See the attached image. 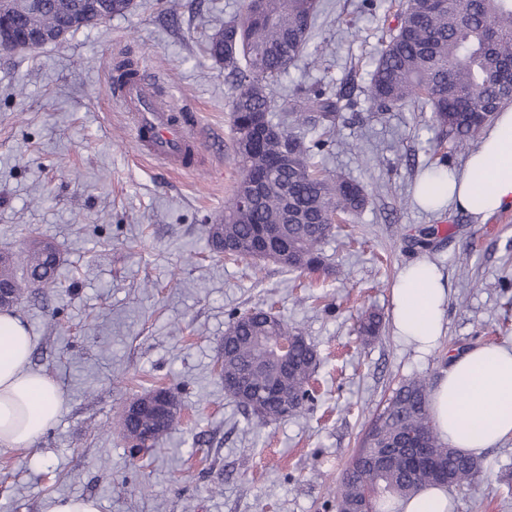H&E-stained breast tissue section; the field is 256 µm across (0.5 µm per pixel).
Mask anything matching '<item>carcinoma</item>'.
Listing matches in <instances>:
<instances>
[{
  "label": "carcinoma",
  "instance_id": "obj_1",
  "mask_svg": "<svg viewBox=\"0 0 512 512\" xmlns=\"http://www.w3.org/2000/svg\"><path fill=\"white\" fill-rule=\"evenodd\" d=\"M87 5L88 0H3L0 8L20 25H38L66 39L100 24L93 16L73 21ZM466 7L463 17L439 0H402L396 33L382 45L364 90L371 111L417 107L431 112V126L451 138L456 149L466 147L502 106L512 102L506 87V66L512 61V0H467ZM318 9V0H260L257 10L252 0H241L237 18L216 29L206 46L210 58L233 78L236 189L256 179L265 183L254 206L242 210L230 203L222 225L209 227L210 244L217 245V233L222 232L225 241L236 245L232 256L266 260L261 241L276 228L277 238L288 242V256L271 261L309 273L328 269L322 245L333 224L361 212L367 203L360 183L314 168L313 156L328 141L308 140L269 118L271 88L306 53ZM297 92L301 97L283 107L296 126L330 128L339 112L357 105L354 98L345 100L320 87H300ZM244 141L255 146L244 151ZM60 263L51 239L33 238L18 259L0 254V283L12 288L21 302L32 288L54 287ZM382 325L380 313H362L357 321L361 341L377 339ZM279 340L292 344L285 357L274 353L273 342ZM319 361L306 337L261 307L235 317L224 332V381L249 378L248 393L231 398L265 422L286 420L303 410L310 399L307 384ZM430 396L429 382L420 377L394 390L342 473L336 512H392L382 504L408 500L429 486L449 489L478 482L483 473L480 459L449 447L440 437ZM118 424L129 440L154 424V418L149 413L131 418L123 412ZM405 432L426 442L433 467L409 471V447L386 464L378 463L376 452L398 447Z\"/></svg>",
  "mask_w": 512,
  "mask_h": 512
}]
</instances>
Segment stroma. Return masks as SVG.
I'll use <instances>...</instances> for the list:
<instances>
[{
	"label": "stroma",
	"instance_id": "stroma-1",
	"mask_svg": "<svg viewBox=\"0 0 512 512\" xmlns=\"http://www.w3.org/2000/svg\"><path fill=\"white\" fill-rule=\"evenodd\" d=\"M390 0H320L313 42L273 88L364 91L382 40L395 33ZM112 21L31 53L0 50V251L35 236L61 254L59 287L39 288L15 309L34 339L31 367L63 392L56 425L28 455H0V512H49L61 497L95 498L100 512H336L334 492L364 429L404 381L437 383L448 357L512 343V211L479 224L462 212H429L415 186L439 160L429 115L343 110L317 161L359 181L368 195L352 223L324 246L329 270L299 274L272 262L215 254L207 226L237 182L232 84L206 53L216 26L241 0H136ZM143 67L178 103L203 147L199 163L172 172L135 148L112 98L119 61ZM424 258L448 280L445 331L426 354L388 318L406 263ZM273 308L303 331L321 358L313 405L263 424L224 392L215 365L232 317ZM387 321L361 342L359 312ZM160 386L184 413L159 449L133 451L113 425L131 400ZM478 484L449 490L453 512H512V439L481 456Z\"/></svg>",
	"mask_w": 512,
	"mask_h": 512
}]
</instances>
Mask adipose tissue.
Listing matches in <instances>:
<instances>
[{
    "label": "adipose tissue",
    "mask_w": 512,
    "mask_h": 512,
    "mask_svg": "<svg viewBox=\"0 0 512 512\" xmlns=\"http://www.w3.org/2000/svg\"><path fill=\"white\" fill-rule=\"evenodd\" d=\"M421 206L469 213L486 223L512 209V106L487 125L460 168L425 173ZM448 289L426 259L404 265L393 288L399 338L429 352L442 335ZM33 338L15 315L0 313V453L33 447L59 419L56 380L31 370ZM433 423L449 446L477 456L512 439V345L479 346L452 357L431 396Z\"/></svg>",
    "instance_id": "adipose-tissue-1"
}]
</instances>
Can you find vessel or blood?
I'll list each match as a JSON object with an SVG mask.
<instances>
[{"instance_id":"vessel-or-blood-1","label":"vessel or blood","mask_w":512,"mask_h":512,"mask_svg":"<svg viewBox=\"0 0 512 512\" xmlns=\"http://www.w3.org/2000/svg\"><path fill=\"white\" fill-rule=\"evenodd\" d=\"M112 97L133 119L132 138L146 156L176 168L191 167L200 156L197 136L187 122L174 121V107L160 99L157 85L141 72L112 83Z\"/></svg>"}]
</instances>
